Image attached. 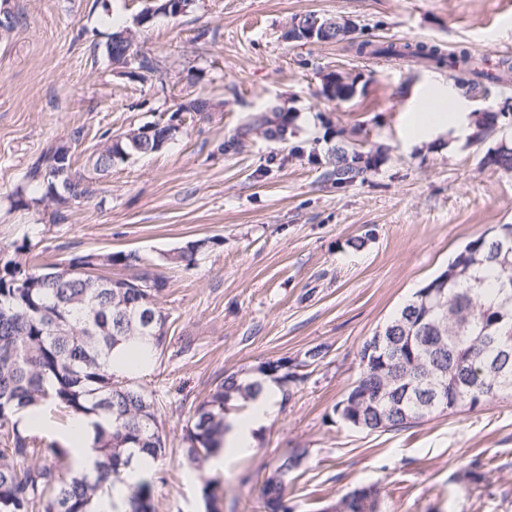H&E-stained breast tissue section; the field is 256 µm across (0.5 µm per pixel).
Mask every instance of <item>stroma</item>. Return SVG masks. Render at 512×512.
Wrapping results in <instances>:
<instances>
[{
  "instance_id": "1",
  "label": "stroma",
  "mask_w": 512,
  "mask_h": 512,
  "mask_svg": "<svg viewBox=\"0 0 512 512\" xmlns=\"http://www.w3.org/2000/svg\"><path fill=\"white\" fill-rule=\"evenodd\" d=\"M0 35V245L30 236L39 262L89 251L151 257L211 238L194 265L159 266L167 341L140 382L160 405L169 452L153 484L157 512H204L203 478L218 477L223 512H265L264 479L290 448L309 456L288 486L294 512H322L356 487L379 488L382 512H512V397L442 413L398 431L345 425L334 408L359 377V351L467 245L512 224V174L484 166L485 146L450 128L417 144L422 100L452 88L469 111L512 106V80L471 85L466 73L412 69L336 43L286 42L296 16H347L359 38L512 49V0H196L156 17L138 44L159 70L147 81L113 68L112 27L132 25L141 0H9ZM353 77L346 102L321 94L325 75ZM208 99L162 150L116 162L96 195L53 214L11 199L43 151L67 142L75 167L110 136ZM291 110L296 132L221 146L254 114ZM357 129L385 161L365 182L324 178L339 130ZM321 347L323 356L305 354ZM297 363L253 452L221 474L181 462L183 429L213 382L265 359ZM480 460L482 480L458 472Z\"/></svg>"
}]
</instances>
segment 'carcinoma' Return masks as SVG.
<instances>
[{
  "instance_id": "carcinoma-1",
  "label": "carcinoma",
  "mask_w": 512,
  "mask_h": 512,
  "mask_svg": "<svg viewBox=\"0 0 512 512\" xmlns=\"http://www.w3.org/2000/svg\"><path fill=\"white\" fill-rule=\"evenodd\" d=\"M331 43L344 42L356 53L386 58L402 50L420 63L452 68L469 60L448 59L437 44H374L342 40L332 33ZM280 123L266 131L272 137L294 134V115L278 108ZM265 113L236 130L224 141V150L236 151L246 137L264 125ZM474 140L483 143L498 130L495 112L475 113ZM134 151L126 135L107 138L94 158V173L112 171V155ZM384 160L381 150H362L339 133L331 148L324 177L335 183L364 182ZM482 161L512 173V144L487 148ZM69 182L71 195L83 199L95 193L93 178L70 172L55 179L43 174L34 161L14 193L13 205L30 209L48 206L54 190ZM512 238V224L500 225L487 237L469 242L448 268L426 286L372 336L359 353L360 376L353 390L363 399L342 407L350 426L362 417L368 429L399 430L447 411L473 410L496 397L512 396V344L500 336L512 333V260L500 258L498 243ZM209 248V241L188 242L165 256L166 263L190 266ZM0 265V512H93V504L127 472L135 469L137 453L144 452L159 465L167 455V439L158 403L131 374L112 369V352L125 344L146 342L151 357L163 351L167 336L152 335L146 312L167 321L158 306H147V295L159 297L165 279L153 263L136 251L76 254L63 263L87 267L89 272L41 279L47 269L35 263L28 239L8 246ZM121 264L133 270L122 288H102L108 281L101 271ZM250 377L230 373L216 381L194 409L182 437L183 463L201 471L218 448L226 416L255 398L266 377L285 389L301 380L288 360L260 362ZM51 407L71 418L86 415L106 420L94 424V473L75 463L68 449L50 435L37 437L20 426L25 416L42 424ZM308 455L292 448L275 466L262 486L269 512H293L288 485ZM152 483L142 480L129 487L124 512H155ZM221 484L203 481L202 498L208 512H219ZM379 491L372 488L362 499L350 490L336 497L325 512H380Z\"/></svg>"
}]
</instances>
